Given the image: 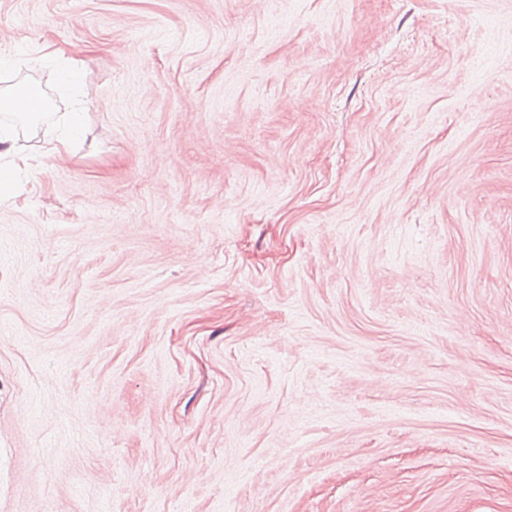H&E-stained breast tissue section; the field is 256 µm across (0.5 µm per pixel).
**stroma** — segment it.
Listing matches in <instances>:
<instances>
[{"label": "stroma", "mask_w": 512, "mask_h": 512, "mask_svg": "<svg viewBox=\"0 0 512 512\" xmlns=\"http://www.w3.org/2000/svg\"><path fill=\"white\" fill-rule=\"evenodd\" d=\"M0 53L86 112L0 194V512H512V0H0Z\"/></svg>", "instance_id": "35a3bbf8"}]
</instances>
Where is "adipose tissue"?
I'll return each instance as SVG.
<instances>
[{
	"instance_id": "1",
	"label": "adipose tissue",
	"mask_w": 512,
	"mask_h": 512,
	"mask_svg": "<svg viewBox=\"0 0 512 512\" xmlns=\"http://www.w3.org/2000/svg\"><path fill=\"white\" fill-rule=\"evenodd\" d=\"M44 102V93L36 84L0 90V103L11 106L15 117L27 122L30 131L41 132L49 154L60 156L70 153L73 140L82 130L83 112L77 109L72 110L65 113L61 124L42 129L38 127L36 118Z\"/></svg>"
}]
</instances>
